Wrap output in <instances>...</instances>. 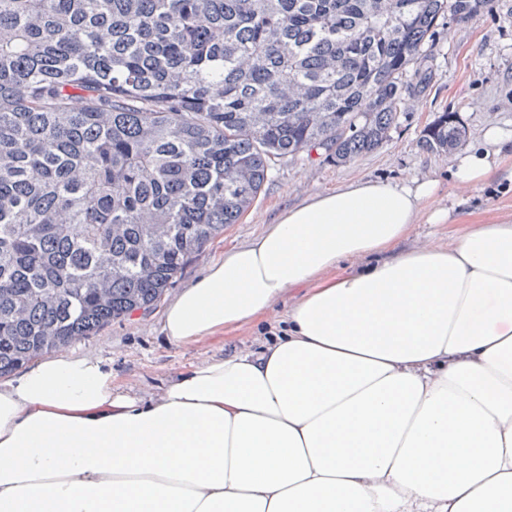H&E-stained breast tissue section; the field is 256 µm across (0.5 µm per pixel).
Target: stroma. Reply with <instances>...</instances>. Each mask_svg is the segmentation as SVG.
<instances>
[{
  "label": "stroma",
  "mask_w": 512,
  "mask_h": 512,
  "mask_svg": "<svg viewBox=\"0 0 512 512\" xmlns=\"http://www.w3.org/2000/svg\"><path fill=\"white\" fill-rule=\"evenodd\" d=\"M428 82L411 76L395 125L375 151L339 165L318 154L281 159L251 207L191 259L158 306L64 346L67 354L99 358L112 365L115 385L134 394L157 391L167 378L191 364L232 348L258 345L285 325L286 307L276 304L258 323L229 335H215L186 346L169 344L163 331L166 309L211 265L265 233L290 206L324 191L364 179L413 185L432 181L437 192L432 207L448 210L443 224L419 223L403 239L400 250L426 245L448 247L461 234L483 224H512V157L504 160L493 182L457 184L451 177L453 153L428 151L421 141L440 113H457L467 130L466 147L481 142L487 129L512 130V0H492L469 22L445 17L424 62Z\"/></svg>",
  "instance_id": "1"
}]
</instances>
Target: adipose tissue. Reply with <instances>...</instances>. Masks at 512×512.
Here are the masks:
<instances>
[{"label": "adipose tissue", "mask_w": 512, "mask_h": 512, "mask_svg": "<svg viewBox=\"0 0 512 512\" xmlns=\"http://www.w3.org/2000/svg\"><path fill=\"white\" fill-rule=\"evenodd\" d=\"M510 152L489 129L452 176ZM435 191L368 179L288 209L163 324L196 343L299 288L287 335L157 394L81 355L0 382V512H512V225L397 251Z\"/></svg>", "instance_id": "obj_1"}]
</instances>
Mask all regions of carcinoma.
I'll return each instance as SVG.
<instances>
[{
  "label": "carcinoma",
  "mask_w": 512,
  "mask_h": 512,
  "mask_svg": "<svg viewBox=\"0 0 512 512\" xmlns=\"http://www.w3.org/2000/svg\"><path fill=\"white\" fill-rule=\"evenodd\" d=\"M487 0H0V377L152 309L273 161L387 138ZM465 127L441 113L422 145Z\"/></svg>",
  "instance_id": "1"
}]
</instances>
